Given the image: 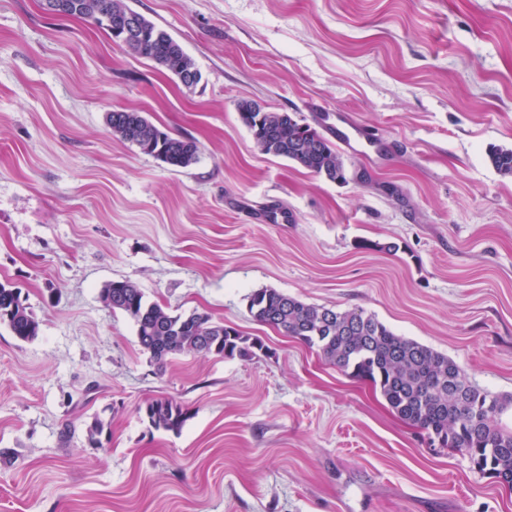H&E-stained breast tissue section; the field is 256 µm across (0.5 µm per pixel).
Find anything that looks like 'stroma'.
<instances>
[{"label": "stroma", "mask_w": 512, "mask_h": 512, "mask_svg": "<svg viewBox=\"0 0 512 512\" xmlns=\"http://www.w3.org/2000/svg\"><path fill=\"white\" fill-rule=\"evenodd\" d=\"M41 3L0 0V282L40 323L0 326V512H512L248 310L261 288L360 308L512 395V178L487 158L512 148V0H127L194 60L191 87ZM242 100L322 134L345 113L375 150L341 148L328 181L262 153ZM116 110L193 139L197 163L116 137ZM116 280L264 349L156 364L101 299ZM158 398L180 432L149 427ZM144 418L156 430L177 433L188 418L181 405L169 399H157L146 405Z\"/></svg>", "instance_id": "35a3bbf8"}]
</instances>
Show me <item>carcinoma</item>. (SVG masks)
<instances>
[{
	"mask_svg": "<svg viewBox=\"0 0 512 512\" xmlns=\"http://www.w3.org/2000/svg\"><path fill=\"white\" fill-rule=\"evenodd\" d=\"M70 2L67 16L90 20L109 33L116 14L134 17L140 28L136 42L125 51L177 77L185 71L199 74L182 45L125 0ZM237 110L263 153L287 159L331 182L347 181L336 147L294 114L255 112L250 100L238 102ZM107 123L112 134L171 167L185 169L197 162L195 141L169 135L140 112H111ZM487 156L498 173L512 178V148L494 145ZM102 300L135 323L140 346L160 366L171 356L191 352L250 360L264 348L259 339L217 323L206 313L174 315L161 304L146 301L130 281L105 285ZM248 305L255 321L316 350L350 377L370 382L402 420L425 432L432 446L467 456L481 473L512 490V429L501 425V416L512 407V397L477 388L447 355L396 334L362 309L307 304L271 288L253 292ZM0 323L22 341L39 335L40 323L18 289L2 283ZM144 418L153 429L177 433L188 414L169 399H157L146 405Z\"/></svg>",
	"mask_w": 512,
	"mask_h": 512,
	"instance_id": "1",
	"label": "carcinoma"
}]
</instances>
